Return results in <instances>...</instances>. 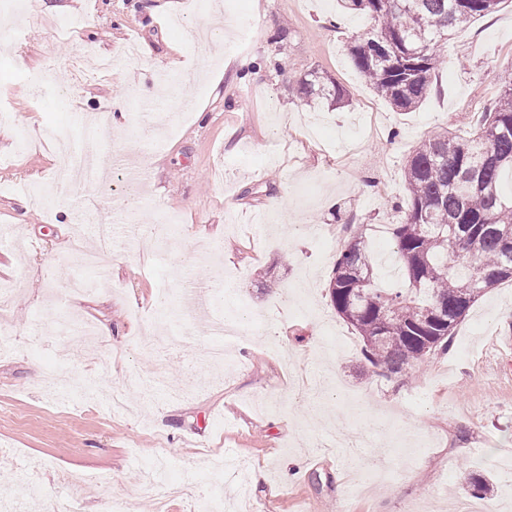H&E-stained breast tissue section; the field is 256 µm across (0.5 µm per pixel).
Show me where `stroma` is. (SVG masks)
I'll return each instance as SVG.
<instances>
[{"instance_id":"stroma-1","label":"stroma","mask_w":512,"mask_h":512,"mask_svg":"<svg viewBox=\"0 0 512 512\" xmlns=\"http://www.w3.org/2000/svg\"><path fill=\"white\" fill-rule=\"evenodd\" d=\"M187 0H0V495L14 512H490L512 500V282L471 307L448 351L394 375L368 371L363 340L329 283L357 228L370 247L408 213L404 165L441 130L465 137L512 73V0L457 30L414 110L393 109L355 72L347 45L371 20L336 0H222L207 45ZM85 17L74 38L59 21ZM241 24L227 28L225 18ZM188 66L168 69L173 46ZM119 56L111 79L77 81L86 47ZM25 66H18V58ZM222 70L218 85L203 79ZM317 71L344 102L305 101ZM372 104L382 118L363 134ZM121 113L100 140L103 186L63 178L59 141L84 145L90 115ZM37 118L58 139L29 138ZM144 173L131 193L125 170ZM286 209L266 225L254 217ZM181 231L144 250L149 225ZM112 227L106 289L73 293L80 254ZM205 287L202 309L183 292ZM92 339L48 333L61 317ZM228 320L224 367L204 352ZM195 352L163 349L158 333ZM359 434L338 448L331 432ZM265 483H218L225 455ZM489 478L487 496L469 491Z\"/></svg>"}]
</instances>
